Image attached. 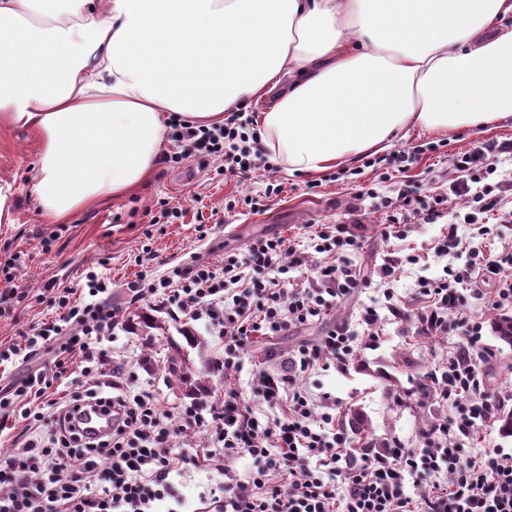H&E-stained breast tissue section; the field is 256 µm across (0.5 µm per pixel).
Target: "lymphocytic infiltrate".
<instances>
[{
  "label": "lymphocytic infiltrate",
  "instance_id": "f902f5d3",
  "mask_svg": "<svg viewBox=\"0 0 512 512\" xmlns=\"http://www.w3.org/2000/svg\"><path fill=\"white\" fill-rule=\"evenodd\" d=\"M182 149L164 155L178 163L194 157L218 158L230 172L248 175L264 152L257 133L248 131L240 113L222 125L201 128L174 119ZM512 154L511 143L483 141L455 160L462 180L455 192H468L475 205L464 222L479 235L488 228L480 214L496 211L499 183L491 182L495 162ZM442 198L402 195L382 236L404 237L409 219L435 222ZM311 245L324 262L308 287L291 286L289 274L305 266V254L281 237L257 238L244 251L228 252L220 264L173 267L154 279L128 282L131 302H145L171 316L204 321L222 351L218 364L229 371L242 366V355L256 336H281L328 316L338 302L366 288L349 255L361 247L343 224L321 227ZM503 257L476 255L466 269L444 266L440 278L419 277L425 306L416 326L423 336H458L455 352L437 380L436 394L453 412L425 434L422 447L394 441L388 448L353 453L346 427L336 415L314 417L315 400L296 386L309 373L351 352L353 333L329 331L316 344L299 347L279 372H260L257 394L274 416L260 420L237 393L204 404L163 408L152 392L132 391L127 369L112 366L119 312L112 306V282L91 272L84 299L75 304L68 289L56 290L57 319L29 329L23 343L6 356L24 364L47 355L55 373L36 370L0 387V429L20 417L33 422L31 438L0 457V512H178L184 501L172 477L194 466L221 474L205 497L202 512H512V453L500 448L471 452L460 438L474 435L487 421L499 395L486 389L479 365L483 325L467 311L464 287L473 277L494 283L486 307L512 305V281L502 278ZM78 352L83 363L81 390L67 400L52 398L53 379L65 376L64 356ZM118 407L112 432L87 437L73 421L84 404ZM184 431L205 433L203 456L174 452L171 442ZM250 458L247 480L230 477L228 465ZM431 483L420 500L405 491L407 477Z\"/></svg>",
  "mask_w": 512,
  "mask_h": 512
}]
</instances>
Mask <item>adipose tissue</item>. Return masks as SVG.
Wrapping results in <instances>:
<instances>
[{"label":"adipose tissue","mask_w":512,"mask_h":512,"mask_svg":"<svg viewBox=\"0 0 512 512\" xmlns=\"http://www.w3.org/2000/svg\"><path fill=\"white\" fill-rule=\"evenodd\" d=\"M264 99L262 143L300 173L512 117V0H0V123L35 135L55 218L147 181L169 115Z\"/></svg>","instance_id":"1"}]
</instances>
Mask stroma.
Here are the masks:
<instances>
[{
  "label": "stroma",
  "instance_id": "obj_1",
  "mask_svg": "<svg viewBox=\"0 0 512 512\" xmlns=\"http://www.w3.org/2000/svg\"><path fill=\"white\" fill-rule=\"evenodd\" d=\"M484 140L512 143V117L446 135L406 128L385 148L372 150L370 156L382 160L377 168L365 167L366 157L361 155L316 174L288 173L274 157L268 167H257L245 177L230 172L220 175L215 166L204 168L190 160L162 164L132 195L102 199L59 223L39 207L30 192L37 165L33 134L20 128H1L0 185L13 188V221L0 223V263L18 253L23 264L14 281L0 276V292L12 287L25 298L18 304L0 305V344L19 341L22 332L51 316L52 288L80 293L89 267L97 262L101 273L112 280L113 302L121 320L144 311L153 313L160 323L147 333L119 332L112 351L117 363L127 364L136 385L153 390L163 406L190 404L191 395L167 373L175 356L170 344L181 339L178 322L147 303H130L127 282L140 274L159 277L173 266L194 260L220 263L225 251L240 249L264 236L284 237L307 252L308 264L299 273L304 281L312 277L313 265L322 260L310 250L311 231L320 224H346L362 243L351 261L371 280V287L338 303L324 322L285 336L257 337L243 355L242 370L214 374L209 393L219 398L224 392H237L259 415H267V405L256 396L258 370L277 371L299 346L317 342L335 326L347 325L357 331L360 307L372 305L379 314L378 340L358 335L347 362L301 375L297 383L313 398L329 396L342 420L359 412L366 435L374 441L397 439L407 445L418 444L420 431L445 420L449 409L428 392L418 390L417 378L445 365L456 339L415 338L423 305L416 293L417 279L443 274L447 262L435 257L433 247L446 221L470 209L465 200L449 191L461 177L453 161ZM403 151L412 152L413 157L401 169L396 160ZM496 166V177L503 182L502 201L488 220L490 235H474L466 224L460 227L461 234L470 238L471 250L490 256L512 252V157L497 161ZM271 184L281 185V192L267 195ZM410 191L443 197L442 219L433 224L412 220L402 241L382 238L380 230L386 222L382 200L396 202ZM164 201L179 207L181 218L170 224L149 223L147 210L159 209ZM398 250L419 255L420 262L394 282L395 298L389 303L375 281L385 255ZM470 313L483 321L482 370L487 387L512 393V347L496 339L493 318L483 312L480 300H472ZM398 395L403 398L399 404L394 401Z\"/></svg>",
  "mask_w": 512,
  "mask_h": 512
}]
</instances>
